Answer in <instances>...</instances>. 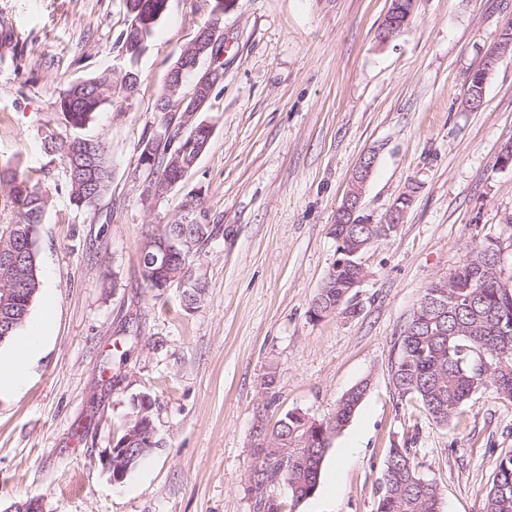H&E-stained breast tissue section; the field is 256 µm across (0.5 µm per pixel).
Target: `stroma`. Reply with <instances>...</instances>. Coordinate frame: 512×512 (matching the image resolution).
<instances>
[{
    "label": "stroma",
    "mask_w": 512,
    "mask_h": 512,
    "mask_svg": "<svg viewBox=\"0 0 512 512\" xmlns=\"http://www.w3.org/2000/svg\"><path fill=\"white\" fill-rule=\"evenodd\" d=\"M390 0H237L220 27L224 80L210 99L214 134L186 179L140 194L138 145L173 61L209 21L210 0H169L144 53L116 40L124 0H0V164H20L50 196L37 228L53 308L47 345L18 394L0 398V512L40 497L46 512H258L247 490L258 424L299 410L320 419L361 381L366 395L323 460L313 495L267 496L292 512H376L389 449L409 448L442 512H481L499 460L512 454V403L473 395L457 425L436 424L392 381L401 336L425 288L451 276L512 219V52L478 110L470 75L497 46L512 0H414L407 26L380 43ZM115 95L80 129L56 100L68 85L126 69ZM103 143L112 187L94 206L70 200L47 132ZM375 162L361 216L383 223L412 201L398 230L364 255L354 313L309 309L336 260V210L361 158ZM200 194L196 219L219 233L193 260L206 293L186 310L178 289L154 296L140 276L150 231ZM275 376V399L261 381ZM147 394L161 442L149 466L114 483L106 458Z\"/></svg>",
    "instance_id": "stroma-1"
}]
</instances>
